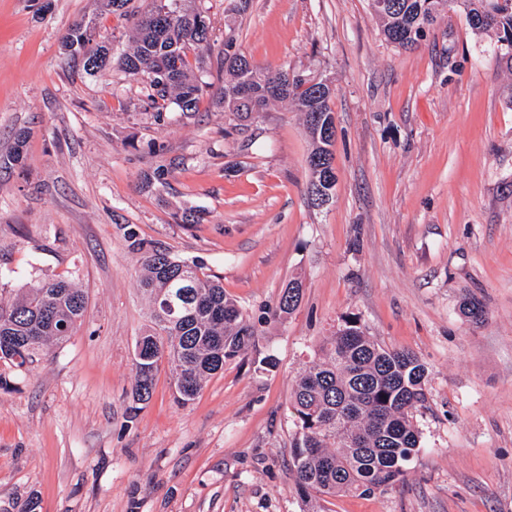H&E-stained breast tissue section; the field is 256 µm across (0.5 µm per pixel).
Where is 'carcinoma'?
<instances>
[{
  "mask_svg": "<svg viewBox=\"0 0 512 512\" xmlns=\"http://www.w3.org/2000/svg\"><path fill=\"white\" fill-rule=\"evenodd\" d=\"M466 2L465 18L473 31L512 32V0ZM370 5L386 40L404 48L422 40L438 14L459 10L456 0H370ZM159 7L168 8L172 17L159 26L153 12L144 14L133 51L112 58V64L143 78L149 107L161 112L172 105L187 115L196 111L203 92L188 50L210 47L211 23L198 28V14L184 12L177 0H163ZM91 41L90 27L80 23L64 37L63 47L82 56L85 71L96 73L101 68L89 66V59L106 46L93 49ZM217 65L228 75L224 111L264 112L273 102L289 100L303 113L312 145L307 194L316 206L329 200L335 185L324 184L317 167L333 155L331 93L302 74L254 67L233 51L231 40L224 43ZM125 235L142 254L139 285L151 309V325L135 342L133 419L151 400L161 363L175 385L176 402L187 406L224 363L256 346L258 328L202 264L148 244L131 228ZM3 292L1 287L0 361L19 373L37 366L49 348L68 342L83 321L85 295L69 279H32L12 289L6 300ZM301 298V281H288L268 318L287 317ZM462 312L475 324L487 317L476 298L464 301ZM426 382L427 370L413 353L386 348L357 320H344L322 356L300 370L290 395L299 428L292 472L306 512H318L323 496L371 494L404 478L421 447L411 413L425 401Z\"/></svg>",
  "mask_w": 512,
  "mask_h": 512,
  "instance_id": "obj_1",
  "label": "carcinoma"
}]
</instances>
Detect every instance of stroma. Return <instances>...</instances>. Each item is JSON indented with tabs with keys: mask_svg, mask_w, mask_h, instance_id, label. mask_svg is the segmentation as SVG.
Here are the masks:
<instances>
[{
	"mask_svg": "<svg viewBox=\"0 0 512 512\" xmlns=\"http://www.w3.org/2000/svg\"><path fill=\"white\" fill-rule=\"evenodd\" d=\"M185 5L213 27L210 49L188 53L206 86L187 117L146 108L141 77L87 74L62 46L85 20L129 50L154 0L125 16L102 0H0V281L70 278L87 297L81 328L34 369L0 362L13 385L0 390V512H302L291 388L347 317L427 368L421 448L402 481L320 512H512V69L494 32L451 12L404 49L369 0ZM229 38L257 67L332 86L328 204L306 192L301 113L225 111L216 57ZM129 227L199 260L260 323L256 349L188 406L159 368L133 419L150 310ZM292 279L298 308L263 322ZM470 296L484 323L461 314Z\"/></svg>",
	"mask_w": 512,
	"mask_h": 512,
	"instance_id": "stroma-1",
	"label": "stroma"
}]
</instances>
